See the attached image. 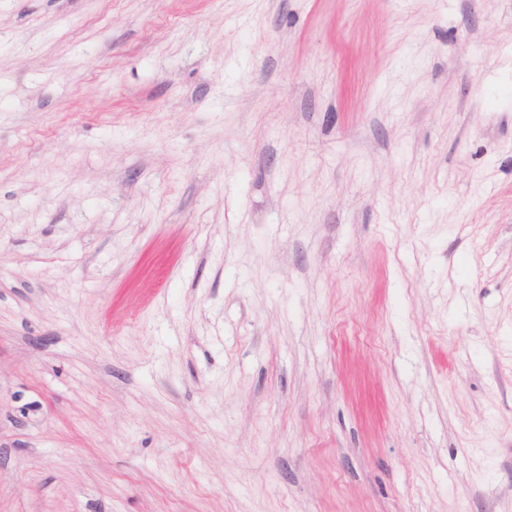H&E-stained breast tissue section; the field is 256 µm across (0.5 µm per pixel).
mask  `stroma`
Listing matches in <instances>:
<instances>
[{"mask_svg": "<svg viewBox=\"0 0 512 512\" xmlns=\"http://www.w3.org/2000/svg\"><path fill=\"white\" fill-rule=\"evenodd\" d=\"M0 512H512V0H0Z\"/></svg>", "mask_w": 512, "mask_h": 512, "instance_id": "1", "label": "stroma"}]
</instances>
